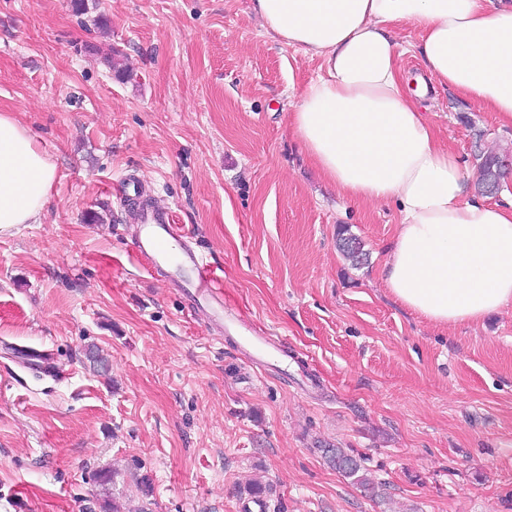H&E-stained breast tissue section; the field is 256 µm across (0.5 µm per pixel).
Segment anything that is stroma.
Segmentation results:
<instances>
[{
    "mask_svg": "<svg viewBox=\"0 0 512 512\" xmlns=\"http://www.w3.org/2000/svg\"><path fill=\"white\" fill-rule=\"evenodd\" d=\"M88 4L0 0V108L56 167L41 223L0 234V512H241L255 478L267 512H512V303L441 327L394 299L395 204L342 199L289 123L318 60L250 0ZM424 106L469 177L475 131L512 152L495 113L443 88ZM130 181L190 229L240 314L285 338L287 370L256 368L148 274ZM342 225L366 265L337 251ZM325 444L365 456L385 497ZM326 461L342 476L351 479L371 497L378 496L379 485L368 475L365 458L351 454L347 448H321Z\"/></svg>",
    "mask_w": 512,
    "mask_h": 512,
    "instance_id": "obj_1",
    "label": "stroma"
}]
</instances>
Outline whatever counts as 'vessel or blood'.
Segmentation results:
<instances>
[{"label": "vessel or blood", "instance_id": "b4317fda", "mask_svg": "<svg viewBox=\"0 0 512 512\" xmlns=\"http://www.w3.org/2000/svg\"><path fill=\"white\" fill-rule=\"evenodd\" d=\"M190 238L189 230L175 223L169 210L149 208L140 218L133 249L145 262L147 271L163 272L168 280L181 286L183 293L194 297L198 313L224 336L235 339L240 351L250 359L262 363L284 361L286 353L280 347V338L243 324L225 305L223 279L190 247Z\"/></svg>", "mask_w": 512, "mask_h": 512}]
</instances>
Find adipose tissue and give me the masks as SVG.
<instances>
[{"mask_svg": "<svg viewBox=\"0 0 512 512\" xmlns=\"http://www.w3.org/2000/svg\"><path fill=\"white\" fill-rule=\"evenodd\" d=\"M268 32L318 58L293 96L291 126L320 175L352 202L392 201L399 223L383 279L439 326L512 303V200L472 193L455 154L420 110L427 84L512 123V0H252ZM423 32L428 82L411 87L393 27ZM55 165L0 111V234L40 223Z\"/></svg>", "mask_w": 512, "mask_h": 512, "instance_id": "obj_1", "label": "adipose tissue"}]
</instances>
